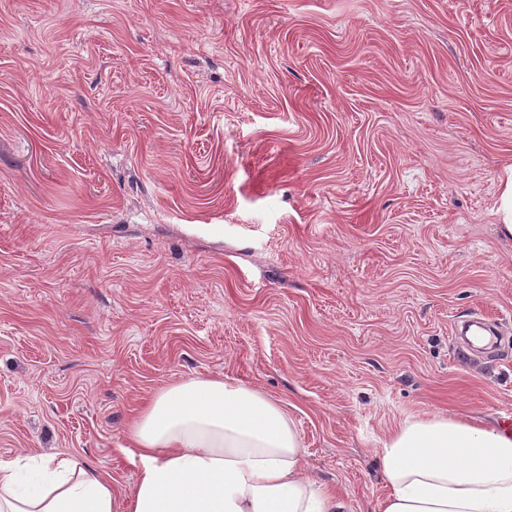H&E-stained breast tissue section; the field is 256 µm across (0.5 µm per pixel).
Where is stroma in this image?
<instances>
[{"instance_id": "obj_1", "label": "stroma", "mask_w": 512, "mask_h": 512, "mask_svg": "<svg viewBox=\"0 0 512 512\" xmlns=\"http://www.w3.org/2000/svg\"><path fill=\"white\" fill-rule=\"evenodd\" d=\"M509 164L512 0H0V460L131 487L142 400L224 376L375 512L405 421L512 425ZM505 179L501 178V194L496 211L498 230L505 241H512V166L504 169Z\"/></svg>"}]
</instances>
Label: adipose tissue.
<instances>
[{
	"label": "adipose tissue",
	"mask_w": 512,
	"mask_h": 512,
	"mask_svg": "<svg viewBox=\"0 0 512 512\" xmlns=\"http://www.w3.org/2000/svg\"><path fill=\"white\" fill-rule=\"evenodd\" d=\"M130 489L73 454L0 460V512H343L307 473L284 406L259 389L193 376L157 390L128 429ZM377 512H512V427L433 413L378 453Z\"/></svg>",
	"instance_id": "obj_1"
}]
</instances>
